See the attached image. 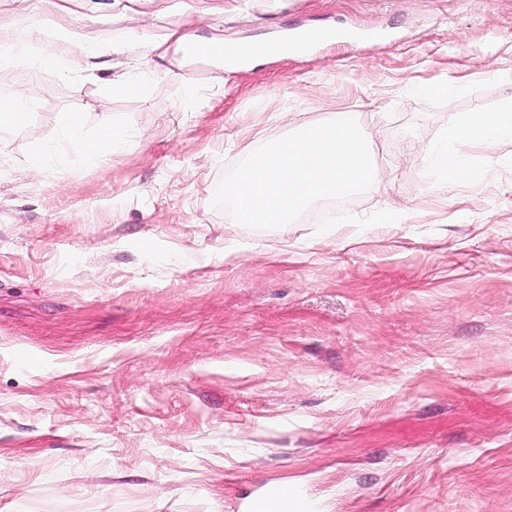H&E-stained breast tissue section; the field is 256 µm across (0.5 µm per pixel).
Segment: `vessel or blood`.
<instances>
[{
  "instance_id": "b4317fda",
  "label": "vessel or blood",
  "mask_w": 512,
  "mask_h": 512,
  "mask_svg": "<svg viewBox=\"0 0 512 512\" xmlns=\"http://www.w3.org/2000/svg\"><path fill=\"white\" fill-rule=\"evenodd\" d=\"M373 32H362L341 27L302 26L289 30L285 37L244 45L227 53L226 60L239 64L256 58L279 56L284 44L309 54L326 42L359 44L374 41ZM243 512H312L310 499L298 488L289 485H273L254 494L242 506Z\"/></svg>"
}]
</instances>
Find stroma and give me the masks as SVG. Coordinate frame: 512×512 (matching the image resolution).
<instances>
[{
  "instance_id": "1",
  "label": "stroma",
  "mask_w": 512,
  "mask_h": 512,
  "mask_svg": "<svg viewBox=\"0 0 512 512\" xmlns=\"http://www.w3.org/2000/svg\"><path fill=\"white\" fill-rule=\"evenodd\" d=\"M39 23L59 68L0 61V98L38 84L0 146V512H238L276 484L317 512H512V143L464 144L486 178L442 189L426 153L512 97V0H0L5 41ZM323 24L390 37L235 71L146 45ZM59 112L126 139L29 173ZM337 112L384 195L261 231L212 207ZM387 207L404 222L369 223Z\"/></svg>"
}]
</instances>
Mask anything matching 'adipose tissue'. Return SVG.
<instances>
[{"mask_svg":"<svg viewBox=\"0 0 512 512\" xmlns=\"http://www.w3.org/2000/svg\"><path fill=\"white\" fill-rule=\"evenodd\" d=\"M58 130L65 140L80 141L85 153L108 157L115 143L123 137L111 117H104L90 138H82V120L78 113L60 112L54 117ZM479 141L488 146L512 142V98L501 101L489 111L453 112L439 140L429 146L431 173L435 185L453 186L461 182L477 184L486 177L487 161L466 158L462 152L463 144Z\"/></svg>","mask_w":512,"mask_h":512,"instance_id":"adipose-tissue-1","label":"adipose tissue"}]
</instances>
